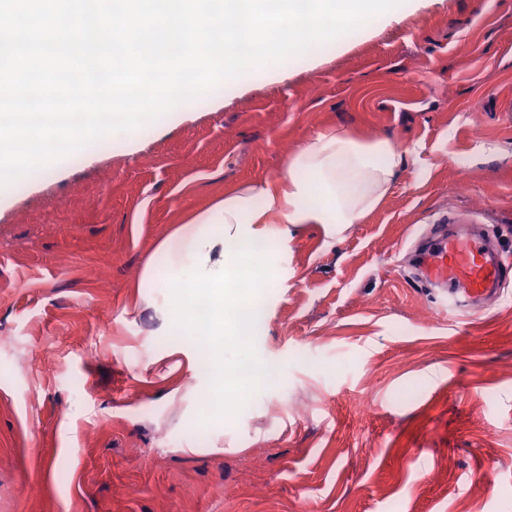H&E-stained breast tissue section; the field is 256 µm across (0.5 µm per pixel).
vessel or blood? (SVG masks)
<instances>
[{"instance_id":"obj_1","label":"vessel or blood","mask_w":512,"mask_h":512,"mask_svg":"<svg viewBox=\"0 0 512 512\" xmlns=\"http://www.w3.org/2000/svg\"><path fill=\"white\" fill-rule=\"evenodd\" d=\"M418 265L426 280L447 290L452 312L473 308L477 298L495 293L511 270L484 238L454 237L442 230L425 238Z\"/></svg>"}]
</instances>
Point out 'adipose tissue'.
Instances as JSON below:
<instances>
[{
  "label": "adipose tissue",
  "mask_w": 512,
  "mask_h": 512,
  "mask_svg": "<svg viewBox=\"0 0 512 512\" xmlns=\"http://www.w3.org/2000/svg\"><path fill=\"white\" fill-rule=\"evenodd\" d=\"M405 162L390 141L321 132L291 156L280 178L240 185L158 241L139 294L161 333L176 334L187 322L206 337L197 355L211 368L209 403L235 411L267 374L244 352L249 316L294 236L314 226L326 239L342 238L382 204Z\"/></svg>",
  "instance_id": "ef3b65f1"
}]
</instances>
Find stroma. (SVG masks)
I'll return each mask as SVG.
<instances>
[{
    "mask_svg": "<svg viewBox=\"0 0 512 512\" xmlns=\"http://www.w3.org/2000/svg\"><path fill=\"white\" fill-rule=\"evenodd\" d=\"M510 43L512 0H407L133 147L18 180L0 206V512H512V277L458 321L415 260L440 224L487 225L512 254ZM334 128L407 162L342 240L291 242L250 318L271 374L205 427L209 374L158 335L143 262Z\"/></svg>",
    "mask_w": 512,
    "mask_h": 512,
    "instance_id": "1",
    "label": "stroma"
}]
</instances>
